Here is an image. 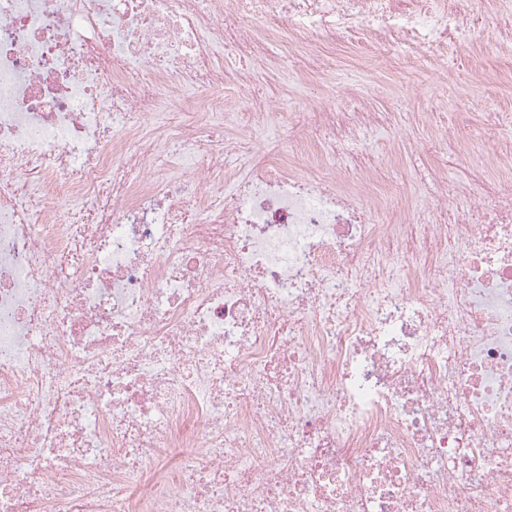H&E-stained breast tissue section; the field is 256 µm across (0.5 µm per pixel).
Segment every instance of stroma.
<instances>
[{
  "label": "stroma",
  "mask_w": 512,
  "mask_h": 512,
  "mask_svg": "<svg viewBox=\"0 0 512 512\" xmlns=\"http://www.w3.org/2000/svg\"><path fill=\"white\" fill-rule=\"evenodd\" d=\"M309 41L322 47L329 68L317 76L301 59L289 61L274 90L282 111H303L314 100L334 112L368 106L393 113L383 135L367 138L365 147L382 161L380 179L405 188L411 214H420L419 201L435 177L452 182L471 167L498 178L496 143L512 132V49L477 31L447 49L422 40L393 55L379 54L353 36L327 44L313 33ZM474 57L482 60L477 73L470 68ZM411 112L427 113L428 122H404L403 114ZM452 124L458 141L442 142V126Z\"/></svg>",
  "instance_id": "35a3bbf8"
}]
</instances>
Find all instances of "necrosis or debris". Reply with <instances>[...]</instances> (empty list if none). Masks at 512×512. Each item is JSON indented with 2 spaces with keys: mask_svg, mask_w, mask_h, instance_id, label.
Returning a JSON list of instances; mask_svg holds the SVG:
<instances>
[{
  "mask_svg": "<svg viewBox=\"0 0 512 512\" xmlns=\"http://www.w3.org/2000/svg\"><path fill=\"white\" fill-rule=\"evenodd\" d=\"M472 26L468 0H0V512H512V172L393 223L351 148L391 114L282 112L258 79L270 43L324 73L312 30Z\"/></svg>",
  "mask_w": 512,
  "mask_h": 512,
  "instance_id": "obj_1",
  "label": "necrosis or debris"
}]
</instances>
